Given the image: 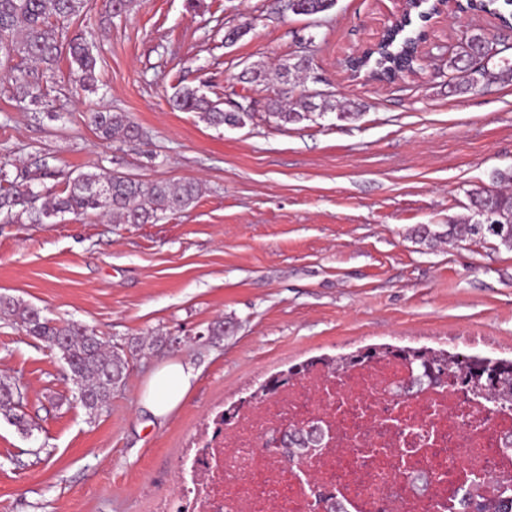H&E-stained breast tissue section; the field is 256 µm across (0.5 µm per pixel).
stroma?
Returning <instances> with one entry per match:
<instances>
[{
    "label": "stroma",
    "mask_w": 512,
    "mask_h": 512,
    "mask_svg": "<svg viewBox=\"0 0 512 512\" xmlns=\"http://www.w3.org/2000/svg\"><path fill=\"white\" fill-rule=\"evenodd\" d=\"M400 0H337L303 16L288 0H136L105 20L100 0L69 32L98 56L95 92L72 95L67 58L44 71L46 105L17 103L29 62L0 49V164L35 188L105 169L143 181L200 183L186 209L153 224L67 215L0 222V294L120 350L128 375L88 416L57 351L0 315V377L22 393V434L0 415V512H156L178 493L184 448L206 414L269 376L369 345L461 349L512 358V251L494 240L419 242L455 224L473 193L512 167V81L458 95L448 58L486 13L439 18L416 73L363 81L343 60L374 41ZM251 18L235 42L224 35ZM310 59L332 105L294 125L257 112L213 127L172 108L197 86L259 104L300 88L277 69ZM265 69L253 82L249 70ZM130 113L143 142L101 140L90 109ZM61 171L45 181L41 166ZM230 324L214 335L219 321ZM180 360L196 378L167 417L141 403L152 373Z\"/></svg>",
    "instance_id": "stroma-1"
}]
</instances>
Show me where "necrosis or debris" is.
<instances>
[{"label": "necrosis or debris", "instance_id": "necrosis-or-debris-1", "mask_svg": "<svg viewBox=\"0 0 512 512\" xmlns=\"http://www.w3.org/2000/svg\"><path fill=\"white\" fill-rule=\"evenodd\" d=\"M407 369L380 359L340 374L316 366L228 427L200 433L184 457L182 512H461L469 474L488 499L512 498V402L490 407L461 385L404 392ZM316 427L324 445L304 464L262 449L282 428Z\"/></svg>", "mask_w": 512, "mask_h": 512}]
</instances>
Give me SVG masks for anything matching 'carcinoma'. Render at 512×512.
<instances>
[{"label":"carcinoma","mask_w":512,"mask_h":512,"mask_svg":"<svg viewBox=\"0 0 512 512\" xmlns=\"http://www.w3.org/2000/svg\"><path fill=\"white\" fill-rule=\"evenodd\" d=\"M419 0L410 3V12L400 27L392 30L374 50H369L355 61L360 69L382 81H391L413 65V54L423 38L425 15ZM88 0H0V45L17 47L30 60L51 69L62 54L81 73L80 89L94 86L98 58L82 31L67 34L57 23L67 21L82 12ZM336 0H288V7L296 15L314 16L332 9ZM466 8L473 12H487L497 16L501 28L512 30V0H468ZM501 56L499 70L484 64L488 57ZM452 71L454 91L474 93L484 85L512 79V43L483 31L466 37L461 50L448 59ZM20 101L32 103L42 98L39 76L20 73L15 77ZM181 112H194L211 126L242 127L255 116L249 105L224 110L222 103L213 101L196 88L184 87L172 101ZM331 109L326 97H315L303 91L293 107L285 108L274 101L268 108L269 116L283 125L299 123L313 112ZM91 124L105 141L134 142L143 137L141 128L125 112L97 111L90 113ZM491 182L499 189L475 193L474 211L463 224L448 225L447 235L494 239L512 250V193L500 186L512 185V168L497 169ZM201 192L197 182L172 185L164 182H144L127 175L100 171L80 172L67 178L60 192H45L33 187L28 174L10 177L0 168V215L8 223L27 220L30 224H46L66 214L75 216L106 215L124 224H148L157 213L175 212L189 207ZM0 313L14 318L27 335L33 336L57 350L76 383L77 399L93 417L119 387L126 374L122 355L109 350L87 327L70 323L65 326L42 315L41 310L17 299L0 295ZM398 357L412 367L408 389L419 390L424 384L448 382L449 373L462 375L463 387L480 394L491 404L512 401V361L459 352L434 351L401 347L367 348L355 354L338 358H317L288 369L287 373L267 381L261 387L260 397L274 393L278 387L321 365L332 373H341L351 366H359L375 359ZM21 392L12 381L0 378V413L18 430L26 433L29 423L17 413ZM319 447V431L290 432L281 441L271 438L266 449H282L287 462L299 460L311 448ZM464 506L469 512H512V504L483 499L467 492Z\"/></svg>","instance_id":"carcinoma-1"}]
</instances>
